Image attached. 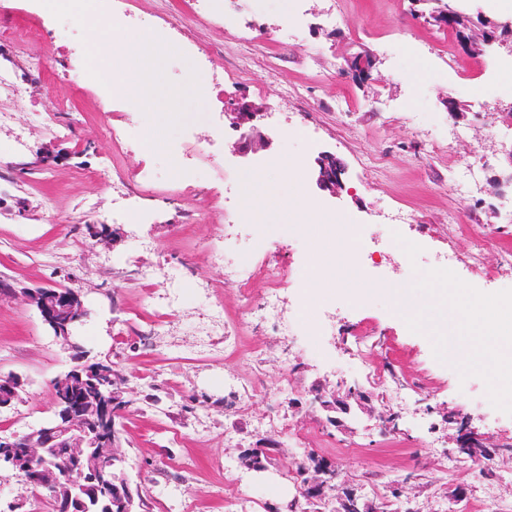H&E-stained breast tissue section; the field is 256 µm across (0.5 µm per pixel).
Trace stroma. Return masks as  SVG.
<instances>
[{
    "label": "stroma",
    "instance_id": "stroma-1",
    "mask_svg": "<svg viewBox=\"0 0 512 512\" xmlns=\"http://www.w3.org/2000/svg\"><path fill=\"white\" fill-rule=\"evenodd\" d=\"M191 0H127L135 30L108 41L101 65L119 89V119L101 112L94 93L55 75L70 51L89 43V30L51 13L42 0H0V279L19 287L79 288L88 315L78 330L84 350L127 379L121 451L125 477L139 489L141 512H267L301 496L295 461L304 453L328 459L337 484H350L388 512H512V455L492 464L456 451L460 420L485 435L489 447L512 445V416L496 410L485 381L460 378L438 361L429 333L411 332L387 293L400 282L412 288L436 254L453 250L457 275L482 292L512 289V187L491 181L512 171V47L475 56L455 29L427 23L435 0H215L194 12ZM300 24L280 39L283 16ZM339 15L329 23L330 15ZM181 42L209 48L211 66L224 74V94L198 99L190 55L171 51L158 64L155 85L135 92L120 77L133 64L140 35L162 24ZM370 53V78L355 77L349 61ZM247 97L264 114L266 142L237 150L227 112ZM53 117L46 126L45 117ZM287 117L295 134L279 135ZM158 131L164 146L126 147L113 124ZM26 147L13 152L17 133ZM324 153L346 167L338 195L316 185ZM194 162L184 175L179 158ZM296 164L318 213L346 216L363 235L383 212L400 209L408 223L393 229V243H416L411 265L364 252L358 265L365 293H328L317 307L303 299L316 281L314 236L295 219L267 224L246 218L240 197L248 176L277 181L281 198L292 184L280 160ZM472 173L449 178L452 161ZM149 171L140 189L147 209L140 225L112 216V184ZM202 189L182 202L168 195L185 182ZM96 209L81 213L84 200ZM104 224L107 241L87 227ZM239 242L262 241L260 261L283 267L295 312L288 334L275 319L252 323L248 305L227 287L216 251L225 233ZM486 238L479 262L474 242ZM180 288L175 311L154 294ZM413 301H421L414 292ZM239 325V353L200 348L197 333L212 329L210 305ZM335 311L331 335L321 333ZM363 339L388 381L413 388L411 407H396L364 377L349 341ZM69 358L30 305L0 300V376L25 379L19 401L0 410V436L23 434L51 417L50 382ZM250 377L261 391L245 411L224 408L236 379ZM291 390H283V378ZM326 392L359 385L371 392L370 410L353 408L345 431L324 425L307 404L312 385ZM398 429L382 433L383 418ZM273 443V463L250 472L241 449ZM191 469H183L184 461ZM404 494L393 498L392 484ZM0 512H40L25 477L0 471Z\"/></svg>",
    "mask_w": 512,
    "mask_h": 512
}]
</instances>
